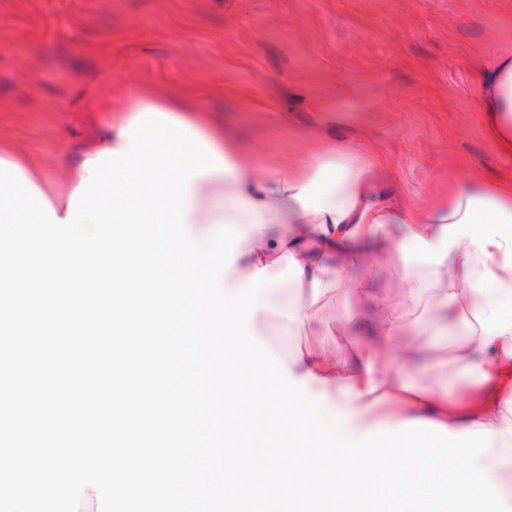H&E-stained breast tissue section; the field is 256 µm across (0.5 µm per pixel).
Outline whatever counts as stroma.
<instances>
[{"label":"stroma","instance_id":"1","mask_svg":"<svg viewBox=\"0 0 512 512\" xmlns=\"http://www.w3.org/2000/svg\"><path fill=\"white\" fill-rule=\"evenodd\" d=\"M500 53H512V0H0V138L62 187L92 102L177 86L257 169L355 144L385 161L378 190L424 213L506 166L467 65ZM401 269L384 250L356 262L392 299ZM362 312L348 296L311 332L281 335L272 317L259 327L283 362L317 341L349 344ZM396 347L405 380L447 378L440 337L403 331Z\"/></svg>","mask_w":512,"mask_h":512}]
</instances>
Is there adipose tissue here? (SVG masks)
<instances>
[{"label": "adipose tissue", "mask_w": 512, "mask_h": 512, "mask_svg": "<svg viewBox=\"0 0 512 512\" xmlns=\"http://www.w3.org/2000/svg\"><path fill=\"white\" fill-rule=\"evenodd\" d=\"M472 66L479 74L481 124L497 154L511 159L512 54ZM148 109L185 124L226 165L191 181L184 213L194 241L219 225L241 232L221 277L224 291L240 290L260 271L278 275L290 261L302 268V275L261 291L254 320L273 316L282 334L304 332L317 321L318 310L314 302L300 300L301 292L329 293L337 302L347 291L363 301L375 299L368 280L353 271L356 256L384 249L400 257V301L410 306L407 318L397 316L395 304L377 299L378 312L357 322L352 348L313 344L284 367L293 380L305 382L307 392L324 395L326 410L346 415L344 430L353 439L411 421L431 422L454 435L490 430L492 446L476 466L487 470L512 507V486L504 481L512 473V453L499 448L512 440V422L505 418L512 406V172L474 178L449 194L447 205L417 214L375 192L377 161L331 144L321 146L306 166L257 172L209 113L174 91L132 97L112 117L90 108L94 131L77 151L76 179L86 178V160L125 150V128ZM0 160L20 169L56 217H67L72 189L56 187L37 162L8 142L0 141ZM434 307L470 325L468 338L453 342L448 367L449 381L476 379L479 391L469 403L449 402L440 389L412 385L399 370L380 367L397 332H422L423 315Z\"/></svg>", "instance_id": "1"}]
</instances>
